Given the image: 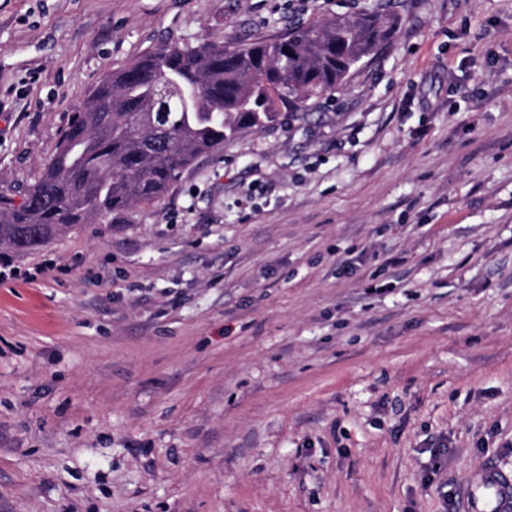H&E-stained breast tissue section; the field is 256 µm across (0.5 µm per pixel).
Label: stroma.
<instances>
[{"label":"stroma","mask_w":512,"mask_h":512,"mask_svg":"<svg viewBox=\"0 0 512 512\" xmlns=\"http://www.w3.org/2000/svg\"><path fill=\"white\" fill-rule=\"evenodd\" d=\"M373 6L307 118L0 249L46 269L0 279V512H457L512 471V0H0V190L161 41ZM494 489V498L489 503L483 488ZM461 512H511L512 511V475L500 469L492 461L485 462L475 477L463 486L460 499Z\"/></svg>","instance_id":"obj_1"}]
</instances>
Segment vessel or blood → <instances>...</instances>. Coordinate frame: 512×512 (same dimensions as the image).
Masks as SVG:
<instances>
[{
    "mask_svg": "<svg viewBox=\"0 0 512 512\" xmlns=\"http://www.w3.org/2000/svg\"><path fill=\"white\" fill-rule=\"evenodd\" d=\"M461 512H512V473L485 462L463 486Z\"/></svg>",
    "mask_w": 512,
    "mask_h": 512,
    "instance_id": "vessel-or-blood-1",
    "label": "vessel or blood"
}]
</instances>
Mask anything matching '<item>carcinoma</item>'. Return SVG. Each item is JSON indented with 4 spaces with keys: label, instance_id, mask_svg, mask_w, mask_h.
Segmentation results:
<instances>
[{
    "label": "carcinoma",
    "instance_id": "obj_1",
    "mask_svg": "<svg viewBox=\"0 0 512 512\" xmlns=\"http://www.w3.org/2000/svg\"><path fill=\"white\" fill-rule=\"evenodd\" d=\"M382 12L315 18L284 39L166 42L98 82L18 203L0 192V248L29 253L77 224H118L166 196L201 156L243 128L331 98L395 33ZM163 82L174 90L165 108Z\"/></svg>",
    "mask_w": 512,
    "mask_h": 512
}]
</instances>
